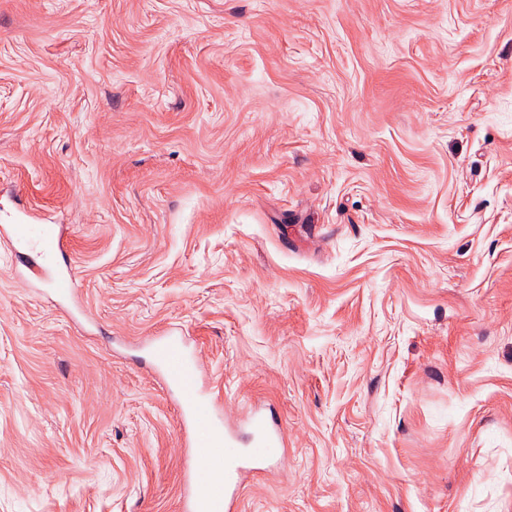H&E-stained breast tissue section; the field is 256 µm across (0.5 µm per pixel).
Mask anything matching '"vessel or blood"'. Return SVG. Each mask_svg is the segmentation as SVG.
<instances>
[{"label":"vessel or blood","instance_id":"1","mask_svg":"<svg viewBox=\"0 0 512 512\" xmlns=\"http://www.w3.org/2000/svg\"><path fill=\"white\" fill-rule=\"evenodd\" d=\"M0 236L19 247L14 276L22 282L53 284L63 298L74 291L71 269L46 263L50 250L63 249V239L35 218H21L0 228ZM155 371L177 398L183 424L189 431L192 476L182 512H237L246 478L278 462L286 445L285 433L274 417L251 409L241 426L227 423L211 389L202 386V365L183 337L173 334L149 339Z\"/></svg>","mask_w":512,"mask_h":512}]
</instances>
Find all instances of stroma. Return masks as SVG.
<instances>
[{
  "mask_svg": "<svg viewBox=\"0 0 512 512\" xmlns=\"http://www.w3.org/2000/svg\"><path fill=\"white\" fill-rule=\"evenodd\" d=\"M0 512H181L146 341L282 463L239 512H512V0H0ZM19 211L28 218L17 219L13 224L0 229L2 237L13 240L20 248L15 250V254L21 260L12 266L14 276L25 283L40 280L51 283L60 297H70L74 291L72 268L62 269L56 264L51 267L46 263L47 256L50 257L49 249L62 252L64 247L62 235L55 236L51 229L45 224L37 223L34 216L25 209H19ZM37 245L43 246L39 252H35Z\"/></svg>",
  "mask_w": 512,
  "mask_h": 512,
  "instance_id": "1",
  "label": "stroma"
}]
</instances>
